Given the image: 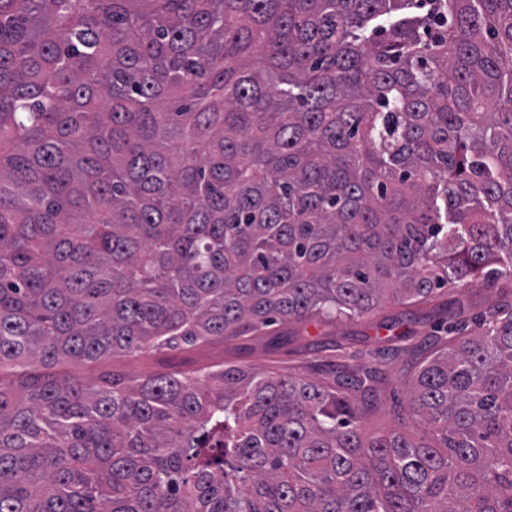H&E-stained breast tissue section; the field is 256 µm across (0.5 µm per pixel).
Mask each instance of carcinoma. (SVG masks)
I'll return each mask as SVG.
<instances>
[{
  "instance_id": "cac0c4a2",
  "label": "carcinoma",
  "mask_w": 512,
  "mask_h": 512,
  "mask_svg": "<svg viewBox=\"0 0 512 512\" xmlns=\"http://www.w3.org/2000/svg\"><path fill=\"white\" fill-rule=\"evenodd\" d=\"M512 284V0H0V512H512V293L381 371L54 368Z\"/></svg>"
}]
</instances>
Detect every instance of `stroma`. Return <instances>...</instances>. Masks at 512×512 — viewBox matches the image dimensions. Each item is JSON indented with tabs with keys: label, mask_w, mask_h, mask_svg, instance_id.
<instances>
[{
	"label": "stroma",
	"mask_w": 512,
	"mask_h": 512,
	"mask_svg": "<svg viewBox=\"0 0 512 512\" xmlns=\"http://www.w3.org/2000/svg\"><path fill=\"white\" fill-rule=\"evenodd\" d=\"M499 289L473 283L456 293L441 291L432 302L414 307L385 304L363 318L313 324L298 344L271 351L263 336L249 335L232 341L214 340L186 350H158L136 357H121L77 367V375L92 379L113 373L132 381L158 371L189 370L199 365L225 362L263 371H292L308 379L324 378L327 371H352L374 363L382 371L379 384L383 409L365 419L367 428L393 425L409 394V381L417 363L437 349L439 329L455 321V302L466 304L465 319L476 318L498 300ZM394 320L392 330L381 329Z\"/></svg>",
	"instance_id": "1"
}]
</instances>
